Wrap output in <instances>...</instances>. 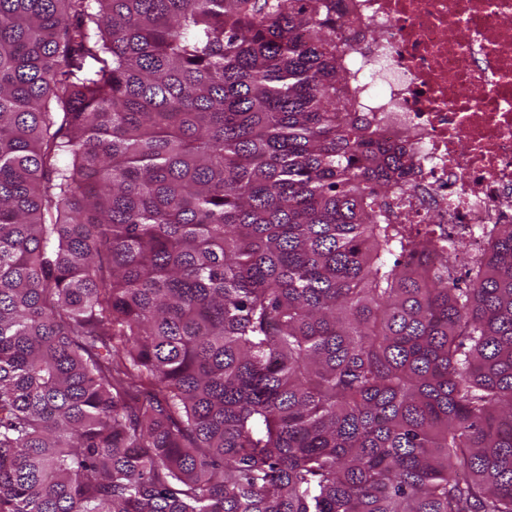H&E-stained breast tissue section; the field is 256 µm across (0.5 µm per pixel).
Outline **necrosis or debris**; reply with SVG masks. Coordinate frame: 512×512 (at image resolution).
<instances>
[{
  "label": "necrosis or debris",
  "mask_w": 512,
  "mask_h": 512,
  "mask_svg": "<svg viewBox=\"0 0 512 512\" xmlns=\"http://www.w3.org/2000/svg\"><path fill=\"white\" fill-rule=\"evenodd\" d=\"M377 137L405 144L402 224L464 237L512 223V0H339Z\"/></svg>",
  "instance_id": "necrosis-or-debris-1"
}]
</instances>
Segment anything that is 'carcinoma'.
<instances>
[{
  "label": "carcinoma",
  "mask_w": 512,
  "mask_h": 512,
  "mask_svg": "<svg viewBox=\"0 0 512 512\" xmlns=\"http://www.w3.org/2000/svg\"><path fill=\"white\" fill-rule=\"evenodd\" d=\"M352 55L336 0H0V512H512V224L395 220Z\"/></svg>",
  "instance_id": "carcinoma-1"
}]
</instances>
